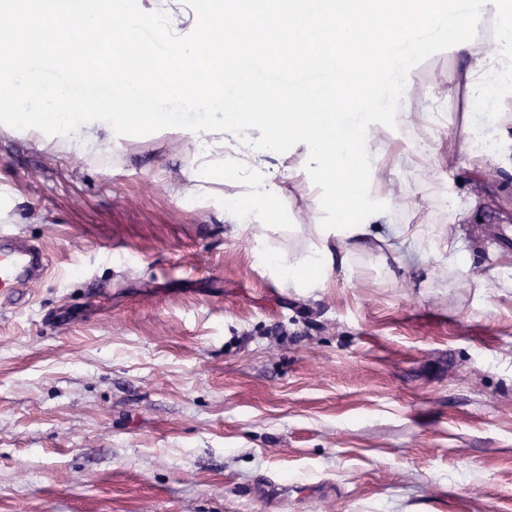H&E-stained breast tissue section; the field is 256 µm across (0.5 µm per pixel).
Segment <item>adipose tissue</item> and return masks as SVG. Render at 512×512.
<instances>
[{"label":"adipose tissue","mask_w":512,"mask_h":512,"mask_svg":"<svg viewBox=\"0 0 512 512\" xmlns=\"http://www.w3.org/2000/svg\"><path fill=\"white\" fill-rule=\"evenodd\" d=\"M483 16L478 25L479 37L472 45L460 48L459 65L441 71L429 68L423 79L414 81L411 96L426 98L439 94L444 100L472 99L488 92L492 84L503 85L512 91V60L499 55L493 41V5L482 8ZM497 126L498 149L493 153L473 154V169L484 171L492 167H507L512 163V116L498 112L494 115ZM232 170L242 187V201L225 204L224 214L234 232L248 240L256 261L267 269L281 284L297 293L308 295L325 287L336 268L351 265L354 251L367 247L372 227L344 235L324 236L311 232L302 249L292 247L275 249L269 242L271 233L277 232L272 224L273 211L291 210L292 194H286L281 180L289 178L294 191L308 192L305 176L289 170L281 174L278 166L271 164L268 155L242 147L229 133L204 135L194 145L185 177L193 182H209L211 176L223 170ZM409 247L436 258H447L460 274H467L470 263L462 251L444 242L441 234L424 227L415 228L406 238Z\"/></svg>","instance_id":"adipose-tissue-1"}]
</instances>
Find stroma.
<instances>
[{
  "label": "stroma",
  "instance_id": "stroma-1",
  "mask_svg": "<svg viewBox=\"0 0 512 512\" xmlns=\"http://www.w3.org/2000/svg\"><path fill=\"white\" fill-rule=\"evenodd\" d=\"M395 183L387 247L308 296L224 221L236 182L185 180L176 134L100 158L0 129V222L46 279L0 300V512H512V175L448 159L454 103ZM477 198L486 216L449 211ZM425 223L468 275L406 250Z\"/></svg>",
  "mask_w": 512,
  "mask_h": 512
}]
</instances>
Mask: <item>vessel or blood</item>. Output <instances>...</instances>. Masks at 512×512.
Here are the masks:
<instances>
[{"mask_svg":"<svg viewBox=\"0 0 512 512\" xmlns=\"http://www.w3.org/2000/svg\"><path fill=\"white\" fill-rule=\"evenodd\" d=\"M49 258L42 246L24 235L0 229V295L27 291L48 274Z\"/></svg>","mask_w":512,"mask_h":512,"instance_id":"b4317fda","label":"vessel or blood"}]
</instances>
